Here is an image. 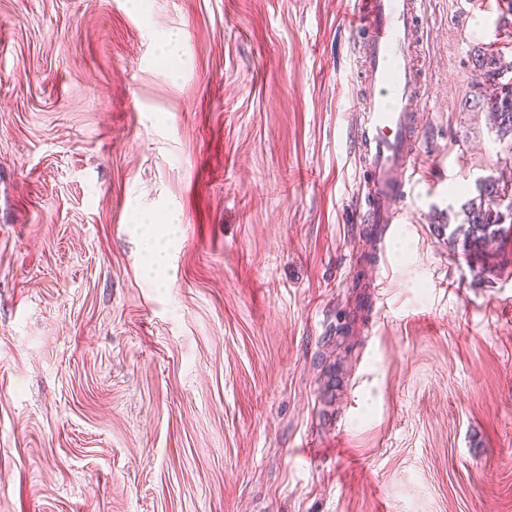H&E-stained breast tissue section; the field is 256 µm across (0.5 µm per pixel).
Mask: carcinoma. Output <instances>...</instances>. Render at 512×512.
<instances>
[{
  "mask_svg": "<svg viewBox=\"0 0 512 512\" xmlns=\"http://www.w3.org/2000/svg\"><path fill=\"white\" fill-rule=\"evenodd\" d=\"M475 67L491 86V92L483 97L490 123L501 135L512 134V83L499 82V76L512 69V61L507 63L500 53L490 51L477 55ZM463 212L464 222L450 232L449 242L462 241L468 253H487L512 233V225H505L506 218L512 217V190L488 180L480 186L479 198L465 204Z\"/></svg>",
  "mask_w": 512,
  "mask_h": 512,
  "instance_id": "obj_1",
  "label": "carcinoma"
}]
</instances>
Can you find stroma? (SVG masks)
Instances as JSON below:
<instances>
[{
  "mask_svg": "<svg viewBox=\"0 0 512 512\" xmlns=\"http://www.w3.org/2000/svg\"><path fill=\"white\" fill-rule=\"evenodd\" d=\"M353 4L0 0V512H512V238L446 231L512 0H435L382 247Z\"/></svg>",
  "mask_w": 512,
  "mask_h": 512,
  "instance_id": "35a3bbf8",
  "label": "stroma"
}]
</instances>
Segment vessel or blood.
Instances as JSON below:
<instances>
[{
  "instance_id": "obj_1",
  "label": "vessel or blood",
  "mask_w": 512,
  "mask_h": 512,
  "mask_svg": "<svg viewBox=\"0 0 512 512\" xmlns=\"http://www.w3.org/2000/svg\"><path fill=\"white\" fill-rule=\"evenodd\" d=\"M427 0H356L350 22L359 40L355 66L359 157L357 221L370 239L403 223V200L421 178L419 124L427 109L423 11Z\"/></svg>"
}]
</instances>
